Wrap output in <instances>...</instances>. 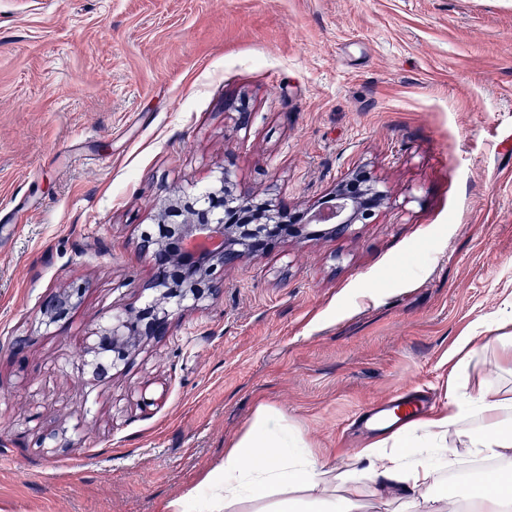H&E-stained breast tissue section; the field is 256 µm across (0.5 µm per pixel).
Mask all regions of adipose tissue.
Masks as SVG:
<instances>
[{
    "label": "adipose tissue",
    "instance_id": "ef3b65f1",
    "mask_svg": "<svg viewBox=\"0 0 512 512\" xmlns=\"http://www.w3.org/2000/svg\"><path fill=\"white\" fill-rule=\"evenodd\" d=\"M494 352L512 370V314L459 337L444 403L387 427L355 456L326 461L279 408L261 404L206 473L164 512H362L366 500L395 512H459L448 469L463 459L491 460L494 484L473 495L471 512H504L512 501V390L468 391L472 360Z\"/></svg>",
    "mask_w": 512,
    "mask_h": 512
}]
</instances>
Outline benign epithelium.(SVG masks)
Segmentation results:
<instances>
[{"mask_svg":"<svg viewBox=\"0 0 512 512\" xmlns=\"http://www.w3.org/2000/svg\"><path fill=\"white\" fill-rule=\"evenodd\" d=\"M217 182L159 207L156 231L145 233L138 242L141 253L153 264L155 275L147 287L158 292V298L135 313L114 315L99 326L94 342L84 349L94 377H106L143 340L166 335L174 310L185 301L199 303L221 295L224 280L217 278V269L256 254L282 234L307 239L314 235L312 226L322 227V235L341 236L385 204V194L371 174L359 170L338 182L321 207L285 224L275 202L258 203L235 194L228 168L220 169ZM81 290L78 286L52 296L43 308L45 324L65 317Z\"/></svg>","mask_w":512,"mask_h":512,"instance_id":"obj_1","label":"benign epithelium"}]
</instances>
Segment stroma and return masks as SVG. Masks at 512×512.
I'll return each instance as SVG.
<instances>
[{"label": "stroma", "instance_id": "stroma-1", "mask_svg": "<svg viewBox=\"0 0 512 512\" xmlns=\"http://www.w3.org/2000/svg\"><path fill=\"white\" fill-rule=\"evenodd\" d=\"M223 167L292 211L358 167L388 199L94 379L86 338L152 296L156 207ZM509 305L512 0H0V512H163L261 402L353 456ZM82 288H87V286H77L52 296L44 305L42 312L45 325H51L65 317L73 306L74 295H79Z\"/></svg>", "mask_w": 512, "mask_h": 512}]
</instances>
